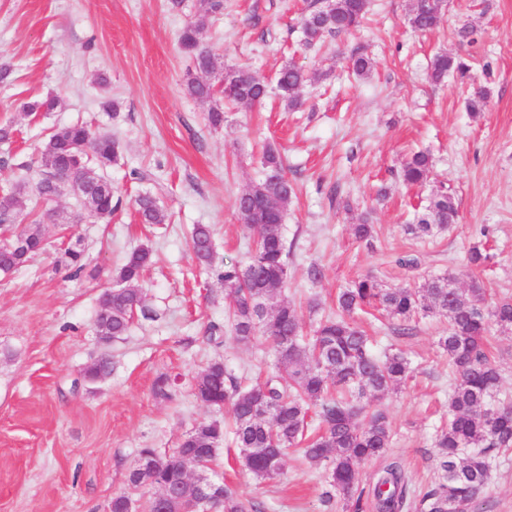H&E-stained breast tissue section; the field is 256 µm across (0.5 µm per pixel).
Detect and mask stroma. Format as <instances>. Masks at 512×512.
<instances>
[{
    "label": "stroma",
    "mask_w": 512,
    "mask_h": 512,
    "mask_svg": "<svg viewBox=\"0 0 512 512\" xmlns=\"http://www.w3.org/2000/svg\"><path fill=\"white\" fill-rule=\"evenodd\" d=\"M311 0H224V11L205 18L197 0L173 8L169 0H0V65L13 70L0 87V124L15 141L0 144V184L35 180L40 151L51 131L85 122L119 140L118 162L107 171L119 209L110 221L91 216L79 197L63 195L51 207L26 196L25 209L40 220L48 249L7 275L0 274V512H109L113 496L128 493L141 505L151 488L131 489L130 468L141 449L168 452L193 427L217 418L196 400L191 384L208 363L251 384L272 362L261 340L249 344L206 330L224 324V285L216 271L246 258L247 238L237 196L261 176V150L272 144L285 156L297 186L283 226L290 278L283 301L316 302L320 314L336 310V295L358 275L397 287L449 272L459 287L468 278L470 245L487 240L495 259L479 274L500 296L512 295V0H447L439 26L412 29L413 0H369L361 26L342 39L308 49L300 16ZM201 21L202 39L227 64L248 66L273 79L286 63L312 75L291 111L278 97L254 106L228 105L221 129H210L208 102L184 85L191 63L178 44L182 28ZM481 33L460 45L463 24ZM373 59L371 75L349 69L354 54ZM438 53L461 54L469 78L428 77ZM488 92L485 112L465 108L472 88ZM59 98V107L31 117L24 102ZM418 151L434 161L430 181L408 188L396 171ZM388 194L377 198L379 187ZM454 192L459 219L448 232L417 239L405 234L431 193ZM151 192L165 223H141L136 196ZM374 224V247L354 240L350 227ZM213 231L215 269L201 270L191 249L194 225ZM149 246L144 273V314L121 339L102 343L95 330L101 294L135 248ZM83 250L76 277L63 264L65 248ZM417 258L407 271L396 259ZM325 268L317 284L310 262ZM376 353L402 351L414 378L373 400L385 411L392 441L387 452L360 466L364 484L400 464L408 485L401 512H422L421 499L437 479L434 440L448 421L454 375L437 347L448 321L420 318L397 335L370 319ZM110 376L79 384L99 354ZM175 383L172 399L155 393L159 377ZM214 471L257 504L259 512H345L327 498L323 466L288 454L279 476L259 482L235 456L219 454ZM512 512V451L494 452L487 485L475 512Z\"/></svg>",
    "instance_id": "1"
}]
</instances>
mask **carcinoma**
Returning <instances> with one entry per match:
<instances>
[{
	"instance_id": "cac0c4a2",
	"label": "carcinoma",
	"mask_w": 512,
	"mask_h": 512,
	"mask_svg": "<svg viewBox=\"0 0 512 512\" xmlns=\"http://www.w3.org/2000/svg\"><path fill=\"white\" fill-rule=\"evenodd\" d=\"M368 0H328L325 7L311 6L303 19L305 43L314 45L327 38L336 39L360 26ZM441 10L430 0H415L410 26L420 32L431 31L440 22ZM201 26L191 23L179 35L181 50L192 60L194 72L188 74L187 94L201 101H212L209 124L224 126L223 104L253 106L270 94V85L245 66L224 70L221 84L205 79L221 69L219 56L202 43ZM432 82L441 84L448 74L466 76L467 63L459 56L435 55L430 62ZM311 77L305 70L286 64L276 73L274 83L279 99L294 110L300 105L297 93ZM235 85L229 94L225 83ZM488 99L485 89H472L466 108L476 115L484 111ZM59 99L47 96L28 102L29 115L52 112ZM92 153H84V145ZM119 141L98 136L86 124L56 128L45 142L40 160L43 173L35 183L34 196L49 202L54 195L51 176L70 167L89 175L88 191L82 197L88 212L109 220L117 210L111 184L104 172L118 161ZM262 176L239 195L235 208L249 239L250 254L244 263H226L218 277L224 282L228 324L224 331L239 343H249L259 335L274 356V370L250 387L242 386L226 370L222 359H213L195 378L194 396L208 407L227 408L232 418L230 444L236 448L245 472L257 481L272 479L275 457L293 449L308 461L325 469L327 485L344 501L346 512H399L405 488L397 468L386 469L371 492L360 487L358 465L382 456L390 444L391 427L381 410L368 411L370 398L395 390L411 377L412 366L400 351L382 355L373 352L369 337L355 321V315L373 308L392 321V332L404 334L419 316L439 314L448 320V333L438 338L439 350L448 356L455 374L450 394L448 423L438 431V482L422 498L425 512H448L459 508L468 512L486 485L490 472V452L512 449V406H493L490 400L500 384L498 368L484 350L487 336L512 331V297L488 306L482 280L472 276L465 288L448 291L453 274L428 279L422 285L385 287L375 276L365 274L352 280L337 296L336 315L320 317L312 334H305L302 311L277 300L288 283V248L283 235L288 204L295 187L284 174L279 151L267 146L261 157ZM433 168L431 156L417 152L401 167L400 178L407 186L427 183ZM28 183L18 181L0 189V229L11 235L0 239V273L7 274L32 256L46 249L38 223L20 230L25 219L22 197ZM145 224H164L166 214L150 194L136 199ZM458 218L453 194L435 190L414 224L405 231L417 238L448 231ZM351 234L373 246V225H350ZM192 249L198 262L211 266L212 233L206 224L192 231ZM151 250L142 246L132 251L118 269L117 287L101 295L95 321L96 332L111 339L125 335L137 312L144 311L143 273L151 263ZM493 259L478 243L469 247L467 264L473 268L488 265ZM111 372V362L101 356L83 370V379L94 383ZM224 422L214 419L196 425L171 454L154 448L140 450L128 476L137 489H154L145 512H189L202 507L206 496L224 498V512H257L256 506L225 484L212 482L202 488L185 473L188 461L201 458L212 464L224 442ZM473 452L464 454L463 449Z\"/></svg>"
}]
</instances>
